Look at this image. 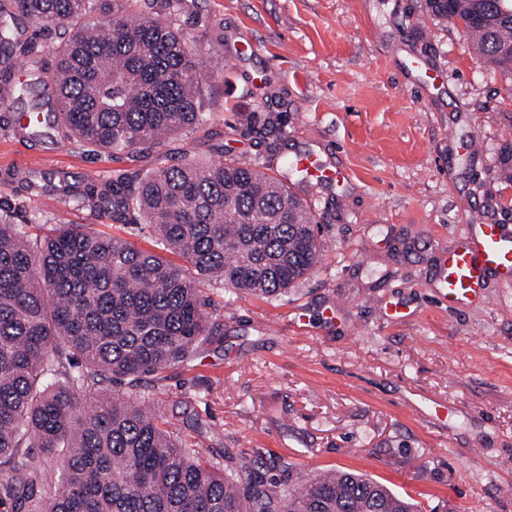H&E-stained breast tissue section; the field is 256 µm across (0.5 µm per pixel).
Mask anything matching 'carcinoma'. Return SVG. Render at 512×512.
Listing matches in <instances>:
<instances>
[{"label":"carcinoma","instance_id":"cac0c4a2","mask_svg":"<svg viewBox=\"0 0 512 512\" xmlns=\"http://www.w3.org/2000/svg\"><path fill=\"white\" fill-rule=\"evenodd\" d=\"M142 2L0 0V57L28 58L23 81L0 68V102L20 105L17 134L128 154L205 121L201 53ZM423 8L461 24L477 57L512 85V0ZM19 15L58 33L48 55L21 39ZM69 202L138 216L187 265L81 224L32 243L0 207V512H417L351 472L304 475L283 459L229 472L133 392L214 336L200 285L271 297L312 271L320 242L311 205L259 165L232 159H184L105 182L90 175Z\"/></svg>","mask_w":512,"mask_h":512}]
</instances>
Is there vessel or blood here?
Here are the masks:
<instances>
[{"mask_svg":"<svg viewBox=\"0 0 512 512\" xmlns=\"http://www.w3.org/2000/svg\"><path fill=\"white\" fill-rule=\"evenodd\" d=\"M303 170V182L317 185L341 179V172L316 161L312 155L295 159ZM441 291L447 292L449 306L465 304L479 297L489 277L512 282V226L508 224H477L459 245L439 263L437 272Z\"/></svg>","mask_w":512,"mask_h":512,"instance_id":"b4317fda","label":"vessel or blood"}]
</instances>
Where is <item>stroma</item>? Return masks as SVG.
Here are the masks:
<instances>
[{"mask_svg": "<svg viewBox=\"0 0 512 512\" xmlns=\"http://www.w3.org/2000/svg\"><path fill=\"white\" fill-rule=\"evenodd\" d=\"M422 0H183L170 14L203 56L210 117L144 154L31 141L0 109V202L31 238L84 224L141 249L148 225L70 205L43 214L23 176L77 195L84 177L219 157L285 178L295 151L345 168L316 188L323 243L310 274L270 298L205 287L211 341L146 407L214 461L365 474L421 512H512V285L457 311L428 273L470 225H512V99L461 27ZM304 315L307 331L292 325Z\"/></svg>", "mask_w": 512, "mask_h": 512, "instance_id": "1", "label": "stroma"}]
</instances>
